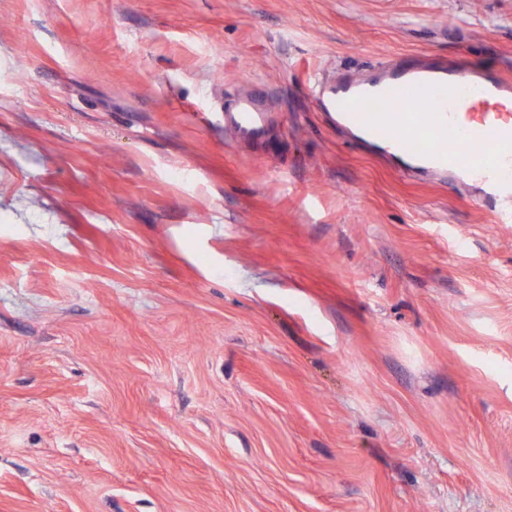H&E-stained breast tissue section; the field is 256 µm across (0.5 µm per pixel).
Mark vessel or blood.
<instances>
[{
    "instance_id": "b4317fda",
    "label": "vessel or blood",
    "mask_w": 512,
    "mask_h": 512,
    "mask_svg": "<svg viewBox=\"0 0 512 512\" xmlns=\"http://www.w3.org/2000/svg\"><path fill=\"white\" fill-rule=\"evenodd\" d=\"M320 111L340 128L355 129L369 149L395 140L392 161L415 175L447 171L484 173L492 182L484 196L500 222H512V80L481 68H462L444 58L399 59L371 70H346L314 80ZM225 125L246 143L268 133V112L259 97H245L224 114ZM489 156L474 159L472 144Z\"/></svg>"
}]
</instances>
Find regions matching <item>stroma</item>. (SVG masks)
Instances as JSON below:
<instances>
[{
  "instance_id": "1",
  "label": "stroma",
  "mask_w": 512,
  "mask_h": 512,
  "mask_svg": "<svg viewBox=\"0 0 512 512\" xmlns=\"http://www.w3.org/2000/svg\"><path fill=\"white\" fill-rule=\"evenodd\" d=\"M400 55L512 0H0V512H512V223L311 95ZM262 93L244 97L235 108L224 113V124L231 127L237 138L246 143L261 142L268 133V114L259 102L264 100Z\"/></svg>"
}]
</instances>
